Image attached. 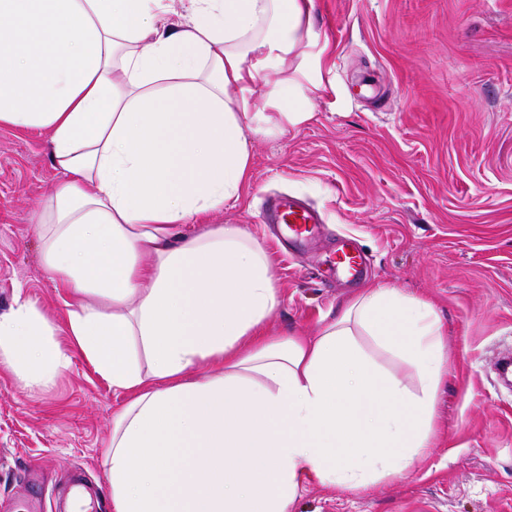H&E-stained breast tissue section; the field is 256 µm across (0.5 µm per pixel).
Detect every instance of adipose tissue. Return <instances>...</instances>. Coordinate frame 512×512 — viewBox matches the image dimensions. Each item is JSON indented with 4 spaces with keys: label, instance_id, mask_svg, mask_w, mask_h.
Instances as JSON below:
<instances>
[{
    "label": "adipose tissue",
    "instance_id": "adipose-tissue-1",
    "mask_svg": "<svg viewBox=\"0 0 512 512\" xmlns=\"http://www.w3.org/2000/svg\"><path fill=\"white\" fill-rule=\"evenodd\" d=\"M312 8L0 0V126L49 135L64 178L38 218L43 260L72 298L71 347L126 395L103 450L113 512H292L307 484L359 492L432 445L448 372L432 304L370 282L315 333H270L263 247L208 221L250 178L247 131L310 118L257 80ZM53 334L24 295L0 314V366L29 393L70 362Z\"/></svg>",
    "mask_w": 512,
    "mask_h": 512
}]
</instances>
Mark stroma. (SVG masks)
Instances as JSON below:
<instances>
[{
  "label": "stroma",
  "mask_w": 512,
  "mask_h": 512,
  "mask_svg": "<svg viewBox=\"0 0 512 512\" xmlns=\"http://www.w3.org/2000/svg\"><path fill=\"white\" fill-rule=\"evenodd\" d=\"M312 38L260 74L302 90L310 120L249 134L252 176L213 224H240L266 250L281 291L271 331L309 334L360 286L328 270L344 240L364 281L433 303L448 329L432 448L366 491L310 484L294 512H512V0H314ZM47 134L0 126V313L17 293L66 336L67 296L35 224L61 180ZM287 193L321 209L311 247L292 251L259 220ZM38 395L0 367V512L74 476L107 488L100 455L125 396L78 352Z\"/></svg>",
  "instance_id": "35a3bbf8"
}]
</instances>
